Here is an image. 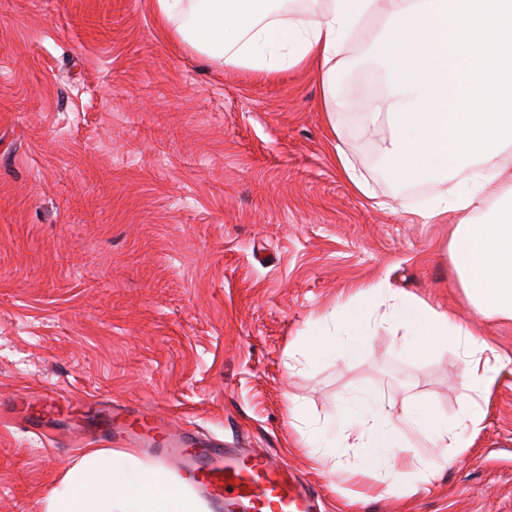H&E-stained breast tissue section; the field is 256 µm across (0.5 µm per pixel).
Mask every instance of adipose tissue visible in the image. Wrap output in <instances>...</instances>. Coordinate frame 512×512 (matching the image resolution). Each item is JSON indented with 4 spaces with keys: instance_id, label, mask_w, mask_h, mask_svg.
<instances>
[{
    "instance_id": "ef3b65f1",
    "label": "adipose tissue",
    "mask_w": 512,
    "mask_h": 512,
    "mask_svg": "<svg viewBox=\"0 0 512 512\" xmlns=\"http://www.w3.org/2000/svg\"><path fill=\"white\" fill-rule=\"evenodd\" d=\"M326 0L323 14L285 10L286 0H157L160 19L195 49L225 64L273 75L304 64L321 72L329 126L340 110L367 120L387 116L392 136L387 154L390 175L399 183L428 176L453 178L454 187L438 196L425 213L440 220L451 213L479 210L483 191L504 187L507 201L498 221L457 225L449 256L467 299L487 317L512 319V119L490 118L487 103L502 98L494 77L492 34L512 37V0ZM393 28L379 45L392 91L336 95L345 65L343 50L367 32L378 12ZM399 336L410 356L464 348V377L485 394L497 370L483 354L487 343L472 338L447 311L404 295L381 279L355 289L316 325L289 357L344 360L363 353L377 326ZM483 419L472 407L457 422L428 407L403 414L392 405L358 396L342 404L334 420L312 428L314 461L335 457L340 448L368 449V467L403 471L407 462L424 469L462 452L468 430ZM46 512H202L201 503L171 483L162 471L131 455L88 448L46 496Z\"/></svg>"
}]
</instances>
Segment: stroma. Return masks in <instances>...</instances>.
Instances as JSON below:
<instances>
[{"mask_svg": "<svg viewBox=\"0 0 512 512\" xmlns=\"http://www.w3.org/2000/svg\"><path fill=\"white\" fill-rule=\"evenodd\" d=\"M386 26L348 46L337 96L385 78ZM322 100L314 68L225 65L161 28L155 0H0V512H45L96 441L91 414L31 432L9 404L39 386L278 455L325 512H512V320L477 313L458 282L463 217H422L453 182L394 183L389 125L347 111L330 129ZM381 278L496 350L488 394L465 385L460 351L410 357L383 327L353 359L287 369L319 318ZM364 392L398 414L455 420L476 399L485 415L430 472L368 468L364 448L343 451L359 476L314 462L293 406L324 423ZM337 164L352 187L366 198H374L366 178L358 172L349 157L340 149L336 151Z\"/></svg>", "mask_w": 512, "mask_h": 512, "instance_id": "35a3bbf8", "label": "stroma"}]
</instances>
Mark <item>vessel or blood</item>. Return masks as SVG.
Masks as SVG:
<instances>
[{
    "instance_id": "vessel-or-blood-1",
    "label": "vessel or blood",
    "mask_w": 512,
    "mask_h": 512,
    "mask_svg": "<svg viewBox=\"0 0 512 512\" xmlns=\"http://www.w3.org/2000/svg\"><path fill=\"white\" fill-rule=\"evenodd\" d=\"M64 396L49 388L27 390L20 400L28 423L43 433L45 412L65 404ZM129 413L113 409L111 418L100 431L101 441H132L145 451L157 453L164 461L189 473L217 512H314L313 491L297 481L283 462L267 454H246L222 447L218 442H197L185 435L158 439L162 428L153 414L139 413L140 429L127 426Z\"/></svg>"
}]
</instances>
